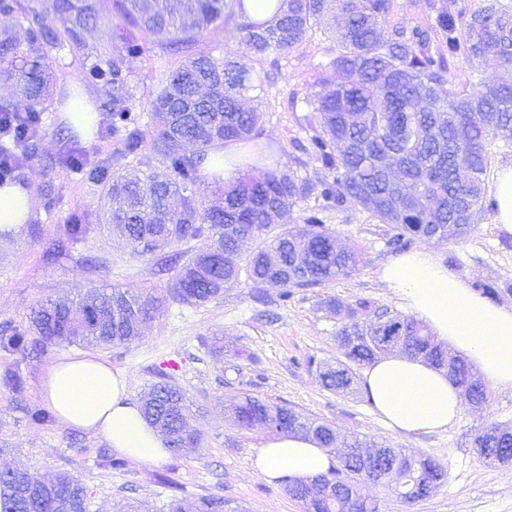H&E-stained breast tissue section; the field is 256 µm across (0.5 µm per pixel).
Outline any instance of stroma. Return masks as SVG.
Segmentation results:
<instances>
[{
  "label": "stroma",
  "instance_id": "35a3bbf8",
  "mask_svg": "<svg viewBox=\"0 0 512 512\" xmlns=\"http://www.w3.org/2000/svg\"><path fill=\"white\" fill-rule=\"evenodd\" d=\"M482 0H394L389 25L406 29L431 26L437 13L448 7L476 8ZM336 55V35L331 17L314 22L307 38L286 53L271 51L250 56L262 89L254 102L261 112L259 144H272L280 170L296 178L318 180L324 170L310 147L320 127L307 100L317 82L330 71ZM94 53L69 47L51 49L50 93L43 107V128L36 156L21 170L20 181L31 192L33 215L20 231L0 237V325H28L36 302L71 297L86 288L156 290L164 295L155 318L140 338L127 346L95 350V357L123 373L131 398L143 400L167 372L186 397L197 432V449L187 455L169 454L157 463H127L111 469L103 460L111 452L92 432L52 421L38 425L29 412L45 407L43 381L49 366L63 357L86 356L80 346L50 347L44 351L5 353L0 350V469L24 468L44 478L61 471L78 477L87 493L88 512H120L130 500L148 502L153 512H168L171 503L194 512L200 499L224 498L226 512H303L300 501L284 485L269 483L253 474V454L270 439L263 427L242 428L230 408L252 395L288 405L332 425L341 440L333 448L341 453L353 438H372L437 460L447 471L442 483L415 504L393 492L392 483L369 487L382 512H512V464L485 463L473 444L476 431L488 424L512 430V388L486 384L482 406H463L448 430L407 438L394 433L379 418L362 389L334 391L323 386L317 372L308 370L307 357L335 364L341 354L336 345L337 324L322 308L329 297L350 304L369 299L394 311H403L401 299L381 279L383 267L394 258L388 246V227L355 203L329 209L318 194H310L293 208L295 220L319 211L339 244L357 247L363 262L350 276L323 286L296 290L280 301L276 287L243 279L220 298L202 306L167 299L175 284L176 266L167 265V252L134 255L125 240L113 236L102 222V183L87 172L105 167L123 170L130 160L120 152V135L112 131L108 113H100L98 134L79 138L66 124L59 108L77 94L92 102L109 96L129 99L141 116L144 131L155 121L147 95L178 56L153 43L130 63L125 85L101 89L81 81ZM84 154L85 172L61 163L70 148ZM54 166H47L48 158ZM51 187L53 199L42 190ZM492 198L468 235L460 241L428 243L427 248L451 274L469 284L487 283L498 291V302L512 306V231L493 221ZM88 224L86 236L62 254L46 251L53 239L64 236L73 219ZM222 339L223 354L210 345Z\"/></svg>",
  "mask_w": 512,
  "mask_h": 512
}]
</instances>
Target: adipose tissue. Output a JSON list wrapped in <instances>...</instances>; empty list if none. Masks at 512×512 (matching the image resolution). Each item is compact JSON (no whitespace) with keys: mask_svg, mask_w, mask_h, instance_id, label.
Here are the masks:
<instances>
[{"mask_svg":"<svg viewBox=\"0 0 512 512\" xmlns=\"http://www.w3.org/2000/svg\"><path fill=\"white\" fill-rule=\"evenodd\" d=\"M31 208L26 188L1 186L0 231L18 233ZM381 278L438 340L465 355L487 381L512 387V307L481 299L426 249L394 258ZM361 386L385 424L406 437L447 430L463 404L459 388L444 371L399 353L383 355L365 367ZM44 394L62 424L92 432L131 462L150 464L167 457L163 437L129 396L125 376L100 359L56 361L47 372ZM336 463L328 449L310 438L281 434L259 449L252 468L275 483L316 476Z\"/></svg>","mask_w":512,"mask_h":512,"instance_id":"obj_1","label":"adipose tissue"}]
</instances>
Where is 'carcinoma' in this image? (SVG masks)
<instances>
[{"instance_id":"1","label":"carcinoma","mask_w":512,"mask_h":512,"mask_svg":"<svg viewBox=\"0 0 512 512\" xmlns=\"http://www.w3.org/2000/svg\"><path fill=\"white\" fill-rule=\"evenodd\" d=\"M101 0H47L45 8L57 18L50 27L24 0H0V13L22 14L28 26L24 41L8 30L0 32V78L14 83L15 96L0 105L12 120L16 151L0 158V180L19 178L26 159L37 152L42 128L40 106L49 94V49L69 44L88 46V37L108 24ZM115 15L125 27L137 28L173 54L192 48L198 37L217 22H235L249 52H288L302 43L312 23L335 9L337 54L335 76H324L308 100L318 113L320 132L311 146L332 178L313 184L298 181L269 167L250 166L251 172L211 192L224 204H211L187 189L198 184L206 158L228 143L252 144L260 136L261 113L246 106L250 93L260 89L245 56L229 53L216 58L199 51L187 56L166 74L159 89L148 93L159 125L145 138L136 116L123 98L102 103L112 114V130L124 128L122 153L142 155L143 147L161 164L147 169L130 166L121 172L96 170L92 179L105 185L108 202L105 223L123 237L134 253L144 256L179 244L200 241L187 251L179 267L173 299L204 305L241 283V273L254 281L273 279L280 299L294 290L313 288L355 272L362 260L359 249L340 246L314 211L304 217L306 229L294 224L292 208L315 187L328 206L341 208L352 201L388 225V246L399 250L414 241L459 240L471 228L481 208L488 172L489 147L512 132V9L491 2L469 13L442 11L435 31L443 48L429 50L426 31L387 27L393 0H280L268 19L250 18L243 0H112ZM105 65L95 63L83 72L92 85H122L128 78L127 59L139 55L138 39L123 35ZM500 63L470 88L453 89L446 56ZM397 152L394 168L377 169L373 159L385 149ZM88 232L74 219L57 252ZM248 241L257 246L243 255ZM155 297L130 290L103 293L87 290L78 306L67 300L39 304L28 329H4L0 350L25 352L50 346L109 349L131 343L152 319ZM340 315L336 344L342 355L336 369L326 370L315 359L307 367L319 371L323 385L336 389L354 383L355 370L373 362L379 353L354 343L351 336L375 323L380 308L362 300L341 305L323 301ZM377 331L404 337L401 353L441 365L437 343L423 325L397 311L384 309ZM448 378L461 391L463 402L486 401L483 383L462 358L452 361ZM161 381L143 405L144 417L167 440L172 451L188 454L198 445L187 430L185 395L160 372ZM240 426L261 425L273 434L308 435L324 448L336 441L333 426L311 420L294 409L247 396L234 407ZM486 427L475 444L486 448L483 457L495 462L512 456L507 443ZM403 474L397 495L413 501L411 491L444 480L443 466L430 456L392 449ZM385 480L362 461L341 460L319 476L315 491L299 493L304 480L286 482L288 494L304 512H380L377 500L365 493L375 480ZM0 512H87L82 483L67 472L36 480L26 470L0 471Z\"/></svg>"}]
</instances>
